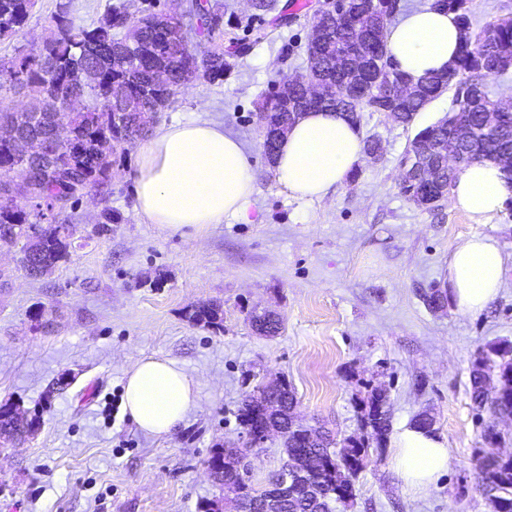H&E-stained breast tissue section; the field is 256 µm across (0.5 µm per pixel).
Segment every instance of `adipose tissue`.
I'll use <instances>...</instances> for the list:
<instances>
[{"mask_svg":"<svg viewBox=\"0 0 512 512\" xmlns=\"http://www.w3.org/2000/svg\"><path fill=\"white\" fill-rule=\"evenodd\" d=\"M462 31L454 13L422 7L403 15L386 34L389 55L412 79L447 71L458 55ZM363 142L339 112L314 108L281 138L273 170L288 197L321 200L335 192L361 158ZM136 208L147 223L178 232L247 217L256 177L242 143L211 121H174L137 147L133 174ZM512 197L501 165L476 161L463 167L451 205L476 224L489 223ZM505 259L497 242L473 235L448 258L449 295L457 310L473 315L503 283ZM193 379L175 361L138 358L126 372L124 407L144 431L163 436L196 405ZM393 463L414 491L428 488L448 469L446 440L414 425L393 438Z\"/></svg>","mask_w":512,"mask_h":512,"instance_id":"obj_1","label":"adipose tissue"}]
</instances>
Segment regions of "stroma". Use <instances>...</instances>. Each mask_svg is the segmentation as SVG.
<instances>
[{
	"label": "stroma",
	"instance_id": "obj_1",
	"mask_svg": "<svg viewBox=\"0 0 512 512\" xmlns=\"http://www.w3.org/2000/svg\"><path fill=\"white\" fill-rule=\"evenodd\" d=\"M223 2L230 74L181 89L161 121H213L244 144L256 172L249 219L200 234L146 223L131 143L115 155L110 182L50 214L75 229L67 263L33 278L17 264L20 244L0 242V405L40 417L33 435L0 449V512H205L224 497L207 462L228 446L245 448L252 485L264 489L286 459L283 441L246 448L236 413L246 394L280 380L295 394L296 420L338 439L363 436L362 403L380 390L391 428L425 411L448 442L447 473L420 492L396 471L390 444L370 445L353 498L334 512H494L476 456L512 457V418L476 410L470 378L479 352L512 344V210L476 224L449 205L420 210L400 191L410 141L448 113L452 92L408 126L363 111L358 132L378 140V154L363 155L325 199H290L265 155L256 105L273 82L304 73L313 0H271L265 12ZM57 3L36 0L0 56L39 42ZM106 206L116 221L102 235ZM475 233L504 253L498 295L475 315L430 309L424 294L446 288L450 251ZM204 303L220 306L219 325L189 320ZM266 311L282 320L276 336L250 325ZM150 355L180 364L197 391L196 406L161 437L126 411L111 422L101 414L106 399L123 398L130 364ZM491 422L502 443L484 440Z\"/></svg>",
	"mask_w": 512,
	"mask_h": 512
}]
</instances>
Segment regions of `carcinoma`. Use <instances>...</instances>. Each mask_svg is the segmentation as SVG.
<instances>
[{
  "mask_svg": "<svg viewBox=\"0 0 512 512\" xmlns=\"http://www.w3.org/2000/svg\"><path fill=\"white\" fill-rule=\"evenodd\" d=\"M471 0H444L442 9L457 15L462 28L469 29L470 39L463 40L457 62L447 72L429 75L417 81V96L408 103L388 99L387 93L376 94L372 88L387 87L409 80L386 49V31L391 18L400 9V0H362L371 6L372 29L377 61L363 76L367 99L351 93L348 80L350 54L344 49V33L339 19L331 12L313 14L312 22L325 31V42L307 46V69L301 79L316 80L323 92L319 107L341 113L353 125L360 124L362 108L385 112L394 121L408 125L427 103L446 91L453 92L448 122L419 130L411 145L425 151L426 165L437 173L430 183L406 178L401 192L418 208L434 212L443 206L458 173L448 167V153L467 156L474 161L497 162L500 153L512 150V115L497 116L495 132L487 142L474 148L458 140L455 123L458 113L474 126L483 125L496 111L486 92L490 78L512 67V25L502 24L494 37L496 61L485 56L480 46L481 32L472 29ZM35 0H0V41L10 38L23 27L32 14ZM224 4L195 2L182 17L166 15L162 10L143 7L131 0L111 4L96 22L77 25L70 18L69 4L58 3L48 21L41 43L27 50L16 49L12 57L0 56V195L17 200L13 208L0 207V240L22 237L19 259L22 269L31 275L46 274L66 262L72 247L73 225L41 226L44 210L63 209L82 196L78 186L89 189L108 181L112 156L127 143L144 137L157 123L160 114L173 103L179 89L194 82L214 83L224 79L231 65L224 58L223 45L216 42L220 32ZM199 59L203 77L184 69L185 53ZM166 66L169 79L163 90L152 84L153 68ZM61 113L62 141L52 158L22 156L14 150L18 137L48 140L55 128L47 121ZM302 114L294 98L284 99L278 85L262 97L257 116L265 130L263 147L273 158L279 127L288 128ZM78 141L82 153L65 147L64 141ZM189 319L196 324L213 326L221 321V310L213 304L196 307ZM260 333L273 336L279 320L262 315L251 318ZM500 358L496 378H491L488 357L476 359L472 370V394L478 408H488L494 415H512V346L495 348ZM281 406L268 415L274 426L284 429L287 462L271 476L275 486L288 483L280 512H331V503L354 496V478L367 457L365 437H350L340 455L331 453L335 439L328 431L294 428L289 423L295 397L288 383L278 385ZM244 398L237 420L247 432L258 424L262 413ZM386 397L372 394L362 406V427L381 443L390 424L385 410ZM33 431L0 415V434L4 441H20ZM216 462L217 483L238 487L239 494L224 505L229 512H265L263 493L255 490L242 475L243 457L234 448H218L211 456ZM482 493L494 505L512 503V458L484 457L480 462Z\"/></svg>",
  "mask_w": 512,
  "mask_h": 512,
  "instance_id": "cac0c4a2",
  "label": "carcinoma"
}]
</instances>
